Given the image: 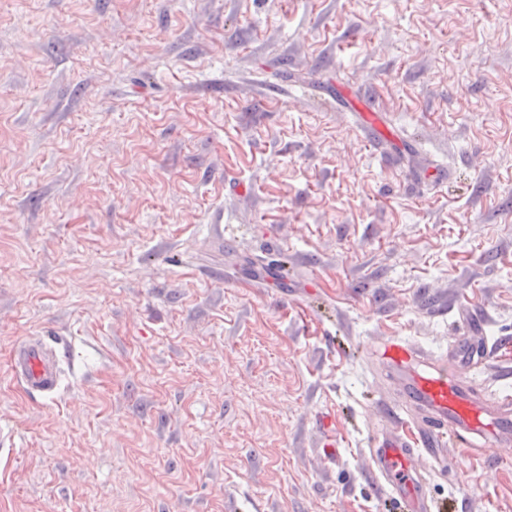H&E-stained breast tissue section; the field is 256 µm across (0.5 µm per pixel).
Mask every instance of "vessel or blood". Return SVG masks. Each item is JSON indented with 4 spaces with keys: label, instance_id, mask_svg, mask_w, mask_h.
I'll return each instance as SVG.
<instances>
[{
    "label": "vessel or blood",
    "instance_id": "vessel-or-blood-1",
    "mask_svg": "<svg viewBox=\"0 0 512 512\" xmlns=\"http://www.w3.org/2000/svg\"><path fill=\"white\" fill-rule=\"evenodd\" d=\"M327 105L340 112H356L371 138L385 137L389 129L380 113L340 87L325 89ZM484 322L476 308L462 310L459 335L450 356L424 354L400 336L382 338L375 349L377 362L397 387L399 405H386L387 432L371 436V471L388 496L404 512H430V496L422 459L442 462L444 438L485 458L490 448L512 446V396L487 397L467 368L490 361L488 342H473ZM11 371L24 390L47 397L57 387L58 352L44 342H22L13 355ZM415 409L403 418L400 407Z\"/></svg>",
    "mask_w": 512,
    "mask_h": 512
}]
</instances>
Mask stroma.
Segmentation results:
<instances>
[{
    "mask_svg": "<svg viewBox=\"0 0 512 512\" xmlns=\"http://www.w3.org/2000/svg\"><path fill=\"white\" fill-rule=\"evenodd\" d=\"M465 300L512 393V0H0V512H393L369 349ZM442 453L435 512H512V447ZM324 101L328 106L336 107L338 112H360L362 124L370 131V138L373 143L378 141V136L386 137L390 133L385 125L382 114L374 111L365 102L358 100L350 93L337 86L323 90ZM11 371L27 393L48 397L57 387V349L44 342L23 341L14 352Z\"/></svg>",
    "mask_w": 512,
    "mask_h": 512,
    "instance_id": "35a3bbf8",
    "label": "stroma"
}]
</instances>
